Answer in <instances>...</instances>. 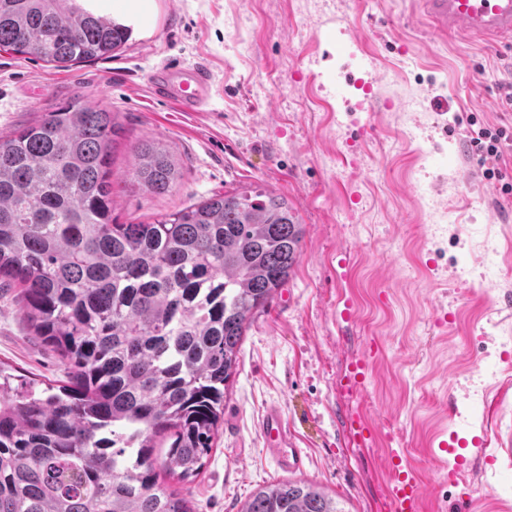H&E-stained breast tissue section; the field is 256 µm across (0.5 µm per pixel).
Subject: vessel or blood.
<instances>
[{
	"label": "vessel or blood",
	"instance_id": "1",
	"mask_svg": "<svg viewBox=\"0 0 512 512\" xmlns=\"http://www.w3.org/2000/svg\"><path fill=\"white\" fill-rule=\"evenodd\" d=\"M424 18L438 37L461 35L512 46V0H424ZM150 85L158 98L192 113L203 111L209 103L213 80L201 68L169 64L151 74ZM262 431L269 453L283 467L302 464L280 407L267 409ZM389 468L394 476L390 486L393 512H423L426 492L422 482L407 469L400 455L392 456Z\"/></svg>",
	"mask_w": 512,
	"mask_h": 512
}]
</instances>
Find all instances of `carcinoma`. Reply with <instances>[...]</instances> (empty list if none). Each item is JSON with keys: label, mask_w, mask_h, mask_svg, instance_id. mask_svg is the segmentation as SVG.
Here are the masks:
<instances>
[{"label": "carcinoma", "mask_w": 512, "mask_h": 512, "mask_svg": "<svg viewBox=\"0 0 512 512\" xmlns=\"http://www.w3.org/2000/svg\"><path fill=\"white\" fill-rule=\"evenodd\" d=\"M86 0H0V50L64 67L111 56L133 25ZM114 113L77 101L0 137V284L66 366L40 392L0 374V512H193L189 483L224 420L246 325L299 263L303 225L261 190L120 224ZM131 183L169 191L153 140ZM168 443L165 459L157 442ZM241 512H339L319 487L266 486Z\"/></svg>", "instance_id": "1"}]
</instances>
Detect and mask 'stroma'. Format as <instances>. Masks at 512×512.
Wrapping results in <instances>:
<instances>
[{"label": "stroma", "instance_id": "obj_1", "mask_svg": "<svg viewBox=\"0 0 512 512\" xmlns=\"http://www.w3.org/2000/svg\"><path fill=\"white\" fill-rule=\"evenodd\" d=\"M118 56L60 69L0 51V136L66 101L114 112L119 223L215 194L284 197L304 228L301 259L247 325L224 421L188 489L195 512H240L260 488L303 481L343 512H390L385 458L399 449L428 487L424 512H512V458L448 479L434 439L512 433V196L486 179L479 124L512 130L499 86L512 48L440 39L420 0H140ZM207 69L206 111L158 101L149 75ZM166 146L182 177L162 195L131 187V144ZM351 319H343L344 308ZM376 352L365 389L350 363ZM0 368L61 381L17 289L0 288ZM279 406L302 467L266 450ZM375 425L357 443L352 413Z\"/></svg>", "mask_w": 512, "mask_h": 512}]
</instances>
